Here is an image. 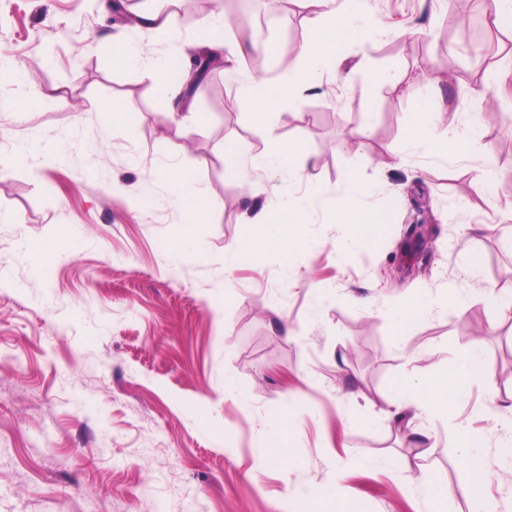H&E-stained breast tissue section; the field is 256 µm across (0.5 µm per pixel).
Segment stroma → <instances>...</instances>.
Returning a JSON list of instances; mask_svg holds the SVG:
<instances>
[{"mask_svg": "<svg viewBox=\"0 0 512 512\" xmlns=\"http://www.w3.org/2000/svg\"><path fill=\"white\" fill-rule=\"evenodd\" d=\"M249 2L244 27L266 26L285 54L301 45L302 7L264 20L263 0ZM369 5L385 37L348 46L270 124L315 156L319 188L362 178L390 227L340 253L338 227L315 212L304 228L310 249L286 269L278 256L225 258L252 233L248 209L309 186L226 178L225 146H266L236 105L240 75L218 70L199 86L201 122L173 118L146 66L113 68L109 39L121 25L101 0H0V57L15 72L0 80V512H290L302 493L336 483L349 512H434L422 488L383 467L389 457L447 484L443 512H467L444 423L414 418L434 435L415 445L369 405L404 370L451 366L468 326L482 325L486 375L457 419L494 443L512 434V319L482 299L489 287L512 289V124L482 122L462 160L406 149V127L436 92L440 42L462 26L448 0ZM421 40L425 53L408 51ZM363 64L397 69L409 95L385 87L365 98L342 86L338 69ZM490 75L452 69L437 91L450 107L436 113V131L463 128L490 101L512 117V51ZM116 111L130 125L113 122ZM489 152L500 178L480 196L469 181ZM171 163L203 189L204 221L189 223L161 178ZM143 194L149 202L137 206ZM419 220L432 249L422 272L401 251ZM468 249L484 258L474 275L464 271ZM451 284L465 308L411 320L405 362L391 314ZM367 292L370 306L351 302ZM490 388L502 403L493 415ZM271 440L278 457H260Z\"/></svg>", "mask_w": 512, "mask_h": 512, "instance_id": "obj_1", "label": "stroma"}]
</instances>
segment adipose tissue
Here are the masks:
<instances>
[{
  "instance_id": "1",
  "label": "adipose tissue",
  "mask_w": 512,
  "mask_h": 512,
  "mask_svg": "<svg viewBox=\"0 0 512 512\" xmlns=\"http://www.w3.org/2000/svg\"><path fill=\"white\" fill-rule=\"evenodd\" d=\"M312 13L305 19L308 35L293 53L287 74L274 85L245 80L239 94V105L249 112L257 123H266L281 107L284 100L302 88L316 85L321 68L335 64L343 44L364 41L381 35L382 30L366 6L367 0H305ZM222 16L209 14L196 23L191 47L204 54L225 56L236 64L245 55L274 52L272 44L258 41L251 33H240L232 50H225L221 30ZM445 100L429 104L417 111L413 123L406 130L409 148L434 155L463 157L476 134L477 124L462 130H450L437 135L433 129L434 110L446 108ZM226 164L235 180H244L246 172L276 173L294 182L309 181L313 161L296 141L283 142L271 137L266 151L247 155L230 147L225 151ZM369 193L367 185L358 178H350L344 190L328 195L320 188H312L302 199L270 208L267 206L245 213V223L254 227L252 237L231 244L227 253L231 262L243 256L253 258L275 254L291 256L305 246L303 228L309 224L315 205H325L327 223L338 226L348 245H368L380 239L387 226L384 210L366 207L363 199ZM485 376V359L480 340H471L452 369L435 375L421 376L405 373L399 376L392 391V408L396 411L412 409L416 413L448 422L447 437L458 453L464 471L459 486L461 495L470 504V512H496V503L487 497L486 487L490 472L487 448L491 446L484 434L471 431L455 423L457 408L469 394L471 387Z\"/></svg>"
}]
</instances>
